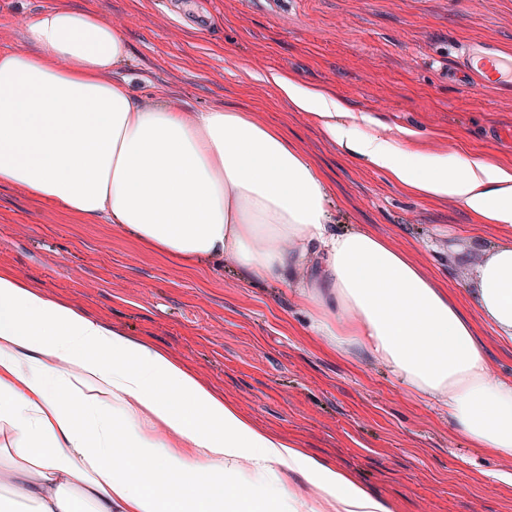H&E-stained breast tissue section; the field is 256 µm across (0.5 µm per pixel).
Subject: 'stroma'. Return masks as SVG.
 I'll return each mask as SVG.
<instances>
[{"label": "stroma", "mask_w": 512, "mask_h": 512, "mask_svg": "<svg viewBox=\"0 0 512 512\" xmlns=\"http://www.w3.org/2000/svg\"><path fill=\"white\" fill-rule=\"evenodd\" d=\"M58 0H0V48L28 50L18 17ZM130 46L112 69L143 103L224 108L280 129L330 191L337 230L407 252L464 311L488 246L512 230L458 200L423 199L329 137L278 87L336 97L369 130L425 154L512 169V92L448 79L457 48L512 49V0H67ZM0 269L121 337L160 348L258 428L349 471L395 512H512V464L472 447L447 411L405 393L372 359L331 353L293 285H254L233 264L182 265L104 222L0 184Z\"/></svg>", "instance_id": "35a3bbf8"}]
</instances>
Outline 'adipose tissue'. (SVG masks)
Here are the masks:
<instances>
[{"instance_id":"ef3b65f1","label":"adipose tissue","mask_w":512,"mask_h":512,"mask_svg":"<svg viewBox=\"0 0 512 512\" xmlns=\"http://www.w3.org/2000/svg\"><path fill=\"white\" fill-rule=\"evenodd\" d=\"M0 51V183L87 221L107 219L182 264L232 263L298 285L334 354L372 358L448 410L473 447L512 462V382L493 375L472 319L403 251L336 231L329 190L279 129L242 112L146 105L110 80L130 48L60 4ZM295 106L370 166L512 229V171L420 155L362 129L334 97L280 81ZM472 301L512 344V243L490 249ZM124 449L114 461V449ZM0 488L34 512H393L344 470L256 427L164 352L119 337L0 271ZM249 471H240V460Z\"/></svg>"}]
</instances>
